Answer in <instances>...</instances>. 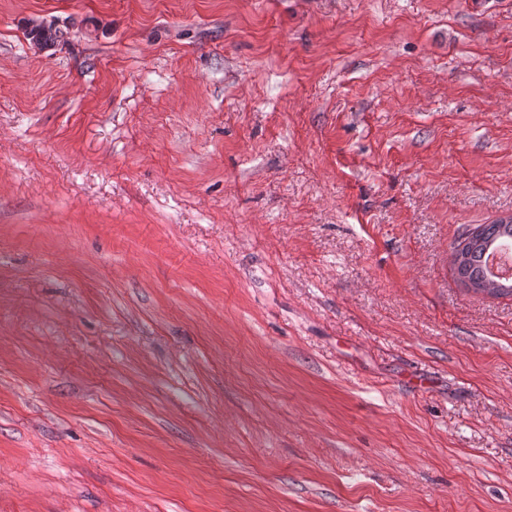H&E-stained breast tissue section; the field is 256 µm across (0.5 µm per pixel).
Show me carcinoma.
Here are the masks:
<instances>
[{
    "instance_id": "carcinoma-1",
    "label": "carcinoma",
    "mask_w": 512,
    "mask_h": 512,
    "mask_svg": "<svg viewBox=\"0 0 512 512\" xmlns=\"http://www.w3.org/2000/svg\"><path fill=\"white\" fill-rule=\"evenodd\" d=\"M29 36L38 45L64 36V32L49 24H36ZM512 245V216L501 218L492 224H480L466 237L458 239L453 251L459 252L462 259L453 263V269L458 281L467 289L476 293H486L492 296H511L512 279L497 282L488 272L487 252L500 247L503 243Z\"/></svg>"
}]
</instances>
